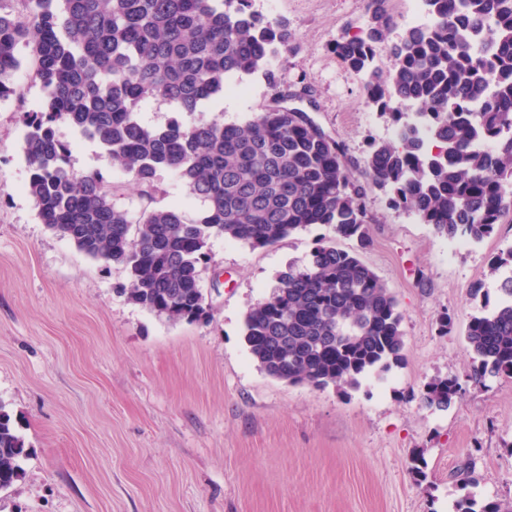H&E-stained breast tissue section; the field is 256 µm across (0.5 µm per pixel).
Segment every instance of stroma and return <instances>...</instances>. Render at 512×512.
<instances>
[{"label":"stroma","instance_id":"1","mask_svg":"<svg viewBox=\"0 0 512 512\" xmlns=\"http://www.w3.org/2000/svg\"><path fill=\"white\" fill-rule=\"evenodd\" d=\"M252 8L295 32L298 51L269 67L281 88L306 90L299 108L350 157L361 158L367 137L389 139L361 77L329 50L361 22L362 0ZM19 58L14 92L0 100V402L31 453L24 479L0 491V512H455L466 495L512 507V377L475 383L465 339L471 316L499 302L488 264L512 247V220L452 255L447 239L376 192L363 250L323 225L266 249L216 237L201 270L212 317L173 323L127 299L124 267L86 256L39 219L19 115L42 93L30 47ZM242 82L244 95L209 117L242 123L272 105L264 78ZM56 133L74 171H100L113 205L138 218L141 199L110 156L68 124ZM156 187V206L197 218L201 204L177 172L160 171ZM321 239L359 251L403 313V361L343 392L268 376L244 339L247 311ZM479 282L487 299H470ZM436 378L460 386L445 411L422 401Z\"/></svg>","mask_w":512,"mask_h":512}]
</instances>
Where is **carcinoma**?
<instances>
[{
  "label": "carcinoma",
  "mask_w": 512,
  "mask_h": 512,
  "mask_svg": "<svg viewBox=\"0 0 512 512\" xmlns=\"http://www.w3.org/2000/svg\"><path fill=\"white\" fill-rule=\"evenodd\" d=\"M29 19L0 5V98L12 92L21 44L35 40L43 102L22 113L26 189L48 229L85 255L123 266L128 299L171 322L208 321L201 287L208 245L222 236L267 248L326 225L369 244L365 199L379 191L417 215L434 235L480 242L512 213V0H426L436 22L387 41L388 0H364V20L330 50L345 69L369 78L367 99L396 141L366 139L361 159L304 110L281 105L243 124L203 115L240 75L262 73L285 99L270 58L296 49L285 21L271 22L252 0H27ZM381 50L391 66L373 67ZM160 99L199 113L147 126L140 104ZM67 123L99 144L135 187L163 169L178 172L205 209L185 220L179 207L145 208L133 223L116 209L98 172L77 173ZM489 139L493 148L475 146ZM500 303L467 325L472 377L512 375V276ZM403 314L384 281L358 254L318 241L308 262L291 266L246 314L244 339L259 367L292 385L354 387L404 358ZM457 381L427 385L426 406L448 409ZM29 448L0 402V490L23 478ZM457 512H501L466 495Z\"/></svg>",
  "instance_id": "obj_1"
}]
</instances>
